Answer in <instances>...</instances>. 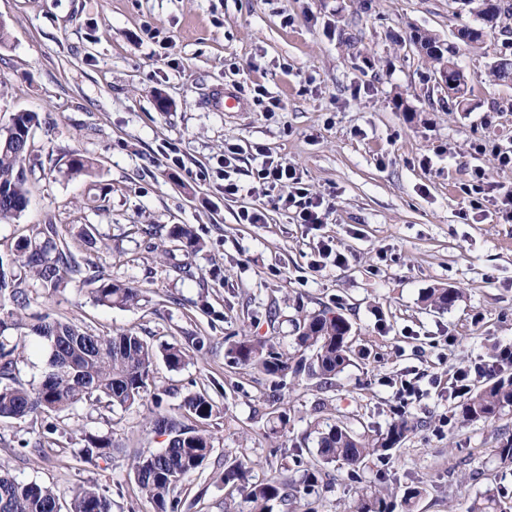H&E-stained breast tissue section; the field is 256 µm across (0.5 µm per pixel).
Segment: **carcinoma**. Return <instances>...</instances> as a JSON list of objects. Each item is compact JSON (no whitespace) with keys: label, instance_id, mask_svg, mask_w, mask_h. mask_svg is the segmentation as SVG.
Here are the masks:
<instances>
[{"label":"carcinoma","instance_id":"cac0c4a2","mask_svg":"<svg viewBox=\"0 0 512 512\" xmlns=\"http://www.w3.org/2000/svg\"><path fill=\"white\" fill-rule=\"evenodd\" d=\"M461 9L473 13L480 25L463 24L460 35L473 32L485 37L500 30L512 34V0H459ZM424 42L426 55L443 67L453 68L457 82L454 106L467 110L468 78L456 61L464 40L442 43L428 33H416ZM504 50L490 64V74L500 82H512V41L503 42ZM40 124L39 114L19 111L0 129V221L21 213L28 200L27 167L29 142L33 129ZM67 172L87 174L92 163L75 151L64 154ZM164 241L187 255L200 251L201 238L189 227L171 226ZM48 291H57L78 281L90 287L95 302L108 307H129L143 299V289L115 282L112 277L71 250L65 237L53 223L37 224L31 233L16 244L12 257L0 258V377L12 374L20 358V341L10 342L5 332L23 327L20 311L28 305V294L20 287L22 279ZM460 294L450 288H432L424 296L430 307L452 306ZM295 344L300 354L294 356L270 339L254 340L243 336L235 341L231 354L243 366L265 373L278 385L291 374L309 379H330L350 365L349 333L351 324L341 315L329 311L307 315L295 324ZM30 331L47 345L43 379L30 387L0 383V422H19L27 417L62 412L80 403H102L129 408L143 401L154 363L162 359L168 368L179 370L189 361L186 349L177 343L155 347L133 330L101 335L46 315ZM189 417L202 423L215 412V404L205 392H195L184 402ZM512 408V372L502 371L491 382L468 392L459 400L458 417L463 422L490 420ZM418 428L412 419L401 417L387 431L369 436L356 432L342 422L321 425L316 458L306 463L297 479H255L250 468L237 460L224 472L229 485L250 505V512H273V503L288 496V490L310 494L318 486L322 467L341 462L358 468L370 457L385 459L395 452ZM156 432L168 436L159 451L139 454L133 464L134 481L140 493L151 501L157 512H179L175 496L179 483L199 470L209 456L212 445L206 430L184 424L175 417L158 415ZM88 446L81 458L90 461L103 457L112 448L106 437H87ZM393 501L384 495L361 497L348 512H393ZM0 512H111L110 500L94 484L84 485L71 494L64 505L57 491L36 482H25L0 475ZM467 512H512L498 492L487 490L470 500Z\"/></svg>","mask_w":512,"mask_h":512}]
</instances>
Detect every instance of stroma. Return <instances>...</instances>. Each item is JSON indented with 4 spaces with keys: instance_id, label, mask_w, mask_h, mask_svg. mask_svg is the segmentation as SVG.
Wrapping results in <instances>:
<instances>
[{
    "instance_id": "obj_1",
    "label": "stroma",
    "mask_w": 512,
    "mask_h": 512,
    "mask_svg": "<svg viewBox=\"0 0 512 512\" xmlns=\"http://www.w3.org/2000/svg\"><path fill=\"white\" fill-rule=\"evenodd\" d=\"M474 21L455 0H0V127L20 110L41 118L28 204L0 223V257L51 221L112 279L144 290L139 305L110 308L75 282L33 286L26 323L47 315L104 335L132 329L156 345L204 342L182 369L156 362L150 395L132 407L84 403L0 423V474L65 499L94 484L112 512H156L134 482V455L167 443L155 411L182 416L185 397L204 388L217 405L205 423L213 449L179 486L181 512H244L222 483L229 462L244 459L260 478L294 476L297 460L317 452V420L375 435L402 413L423 426L391 459L355 473L332 465L316 493L274 512H346L363 493L409 487L421 490L414 512H465L488 489L512 504V463L496 454L512 438V409L464 423L448 394L458 367L481 365L470 383L483 384L493 348H512V222L494 203L471 208L460 191L479 165L496 193L512 192V170L474 150L487 139L512 148V82L488 73L503 37L460 51L472 87L465 112L449 109L435 62L409 42L419 29L448 44ZM227 88L241 108L225 110ZM228 144L239 147L235 200L216 175ZM259 147L329 202L320 229L279 209L275 193H253ZM72 150L92 160L91 174L59 164ZM251 204L266 223H241ZM174 224L192 226L202 250L162 254L149 229ZM324 236L348 254L345 266H318ZM431 288L460 298L426 307ZM325 309L352 325L351 363L331 384L288 377L277 392L234 364L230 347L244 335L295 352V321ZM404 380L423 390L408 405L396 396ZM277 409L288 417L282 431ZM50 422L57 444L37 455ZM89 434L111 440L109 456L81 459Z\"/></svg>"
}]
</instances>
